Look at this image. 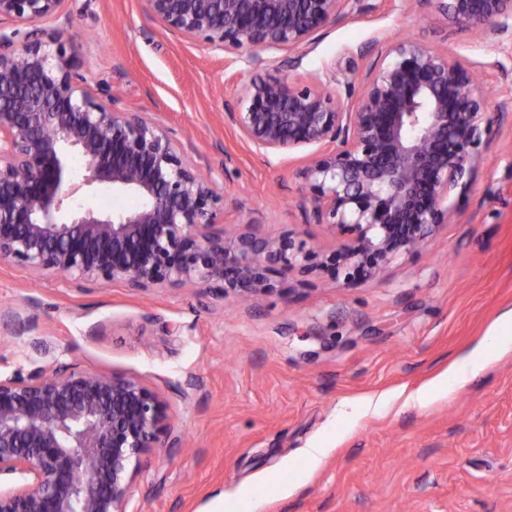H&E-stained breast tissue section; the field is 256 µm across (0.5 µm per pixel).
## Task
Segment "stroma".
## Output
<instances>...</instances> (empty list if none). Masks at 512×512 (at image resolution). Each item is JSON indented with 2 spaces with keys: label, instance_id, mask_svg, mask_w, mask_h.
<instances>
[{
  "label": "stroma",
  "instance_id": "stroma-1",
  "mask_svg": "<svg viewBox=\"0 0 512 512\" xmlns=\"http://www.w3.org/2000/svg\"><path fill=\"white\" fill-rule=\"evenodd\" d=\"M375 5L299 48L289 81L346 95L371 63L361 46L413 35L467 60L489 111H512V37L428 23L405 0ZM65 10L88 83L189 148L226 197L225 228L246 215L259 236L293 230L307 248L333 249L301 208L307 151L264 157L224 115L251 77L244 58L170 34L144 0ZM490 138L471 190L450 199L457 223L416 253L355 280L292 271L290 294L257 307L187 286L82 290L2 263L0 309L22 310L31 330L0 335V376L76 364L165 392L180 441L145 456L131 512H512V348L427 408L397 400L447 378L512 309V123ZM36 338L49 356L32 350ZM382 395L393 403L364 409ZM310 448L324 451L312 465Z\"/></svg>",
  "mask_w": 512,
  "mask_h": 512
}]
</instances>
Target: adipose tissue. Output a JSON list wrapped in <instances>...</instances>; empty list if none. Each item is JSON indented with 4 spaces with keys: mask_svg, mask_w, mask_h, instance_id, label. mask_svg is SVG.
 Instances as JSON below:
<instances>
[{
    "mask_svg": "<svg viewBox=\"0 0 512 512\" xmlns=\"http://www.w3.org/2000/svg\"><path fill=\"white\" fill-rule=\"evenodd\" d=\"M512 346V310L504 313L499 322L487 333L486 337L469 354L454 364L449 384L438 387L436 393H419L408 398L407 403L416 408L427 407L434 394L450 392L452 385H459L477 378L488 361V351L492 348Z\"/></svg>",
    "mask_w": 512,
    "mask_h": 512,
    "instance_id": "ef3b65f1",
    "label": "adipose tissue"
}]
</instances>
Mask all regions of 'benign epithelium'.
I'll list each match as a JSON object with an SVG mask.
<instances>
[{"label":"benign epithelium","mask_w":512,"mask_h":512,"mask_svg":"<svg viewBox=\"0 0 512 512\" xmlns=\"http://www.w3.org/2000/svg\"><path fill=\"white\" fill-rule=\"evenodd\" d=\"M66 0H0V264L62 276L86 289L114 282L146 291L199 285L224 300L291 289L275 277L294 269L347 279L372 276L412 255L457 213L450 194L471 189L479 148L509 113L490 115L474 70L423 41L386 38L358 96L320 83L294 84L302 57L268 72L261 52L293 50L366 0H145L171 34L227 54L249 51L253 75L225 116L264 157L319 150L298 173L306 223L341 240L327 253L295 232L259 237L218 228L225 197L185 147L141 112L114 107L79 72L71 37L49 42L20 27L64 18ZM450 15L476 35L512 34V0H411ZM79 158L80 171L72 167ZM81 185L131 195L130 209L96 212L75 199ZM27 319L0 312V332L21 336ZM165 393L134 376L39 368L0 378V512H128L143 457L168 448Z\"/></svg>","instance_id":"obj_1"}]
</instances>
